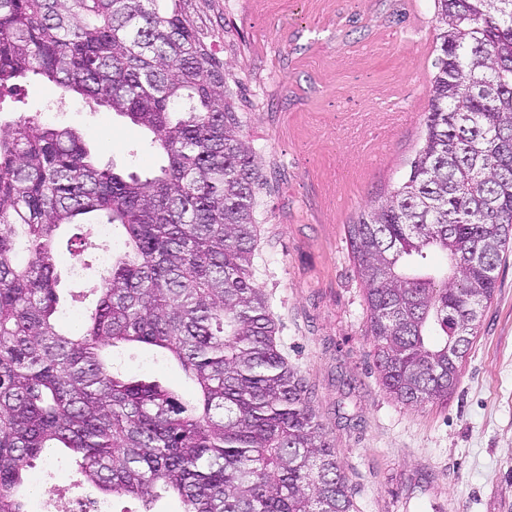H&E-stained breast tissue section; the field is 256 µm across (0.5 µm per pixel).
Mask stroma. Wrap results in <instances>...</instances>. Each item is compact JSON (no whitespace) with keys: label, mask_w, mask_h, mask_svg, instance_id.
<instances>
[{"label":"stroma","mask_w":512,"mask_h":512,"mask_svg":"<svg viewBox=\"0 0 512 512\" xmlns=\"http://www.w3.org/2000/svg\"><path fill=\"white\" fill-rule=\"evenodd\" d=\"M434 0H213L202 28L234 78L262 185L252 273L278 324L282 353L312 388L315 410L349 480L355 512H512V250L446 403L404 405L382 387L367 334L364 287L345 226L404 180L424 135L437 55ZM59 95L38 77L0 94L19 114L74 127L101 164L151 175L143 131ZM58 265L60 293L98 285ZM127 376L191 396L193 385L145 345Z\"/></svg>","instance_id":"stroma-1"}]
</instances>
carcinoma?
I'll return each mask as SVG.
<instances>
[{
  "label": "carcinoma",
  "instance_id": "cac0c4a2",
  "mask_svg": "<svg viewBox=\"0 0 512 512\" xmlns=\"http://www.w3.org/2000/svg\"><path fill=\"white\" fill-rule=\"evenodd\" d=\"M186 3L0 0V89L42 77L61 105L130 119L163 159L124 176L69 126L0 121V512H28L32 462L58 448L143 512L165 494L184 512H353L252 277L260 168ZM434 3L424 138L403 183L346 225L379 378L411 406L448 402L512 245V0ZM87 215L126 238L72 331L57 235ZM133 344L178 362L196 399L126 376Z\"/></svg>",
  "mask_w": 512,
  "mask_h": 512
}]
</instances>
